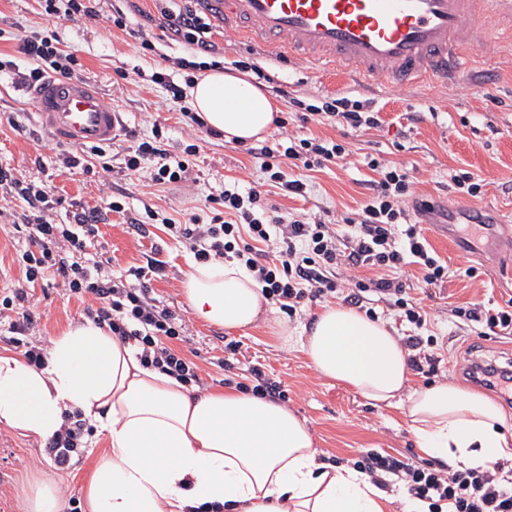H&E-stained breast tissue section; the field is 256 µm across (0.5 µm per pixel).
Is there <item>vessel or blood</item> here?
Returning a JSON list of instances; mask_svg holds the SVG:
<instances>
[{
    "instance_id": "vessel-or-blood-1",
    "label": "vessel or blood",
    "mask_w": 512,
    "mask_h": 512,
    "mask_svg": "<svg viewBox=\"0 0 512 512\" xmlns=\"http://www.w3.org/2000/svg\"><path fill=\"white\" fill-rule=\"evenodd\" d=\"M225 31L313 65L407 86L467 75L466 48L512 30V0H206ZM58 142L111 144L121 117L90 82L49 78L27 91Z\"/></svg>"
}]
</instances>
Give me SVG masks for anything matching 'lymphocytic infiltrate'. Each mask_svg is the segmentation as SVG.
<instances>
[{
  "mask_svg": "<svg viewBox=\"0 0 512 512\" xmlns=\"http://www.w3.org/2000/svg\"><path fill=\"white\" fill-rule=\"evenodd\" d=\"M163 29L169 39L195 46L200 56L213 58L217 49L209 39L212 25L199 9L163 11ZM23 52L34 60V68L17 71L12 61L0 60V72L21 84H33L52 73L71 78L81 74L74 53L63 50L58 34L31 32L21 39ZM305 111L359 130L377 126L378 118L366 104L346 97L322 105L306 106ZM128 144L122 149L126 171L149 167L151 180L168 185L186 180L199 146L190 143L175 154L162 146V131L154 129L152 139L128 131ZM266 177L267 186L281 196L306 193V185L289 178V162H301L305 169L322 168L343 159L341 144L316 138L276 141L247 147ZM377 177L370 193L354 216L343 225L327 223L320 215L304 214L285 220L279 208L267 204L262 192L243 187L239 181L226 182L215 196L210 220L190 215L185 222L167 220L175 237L183 241L199 261L213 258L243 262L263 285V294L273 307L295 315L304 304L317 303L343 284L375 294L379 301L415 326L428 319L423 308L409 297L411 285L400 272L414 265L425 286H439L448 277V265L430 247L425 228L411 222L410 212L426 214L432 205L411 200L413 175L408 168L371 160ZM9 187L35 211L24 218L27 247L17 255L23 281L0 292V320L8 325L0 330V341L17 351L36 368L48 356L44 341L37 337L38 322L30 309L31 287L46 276L59 279L67 290L86 299L85 316L108 327L122 342L135 343L141 364L174 377L182 384L204 389L198 366L172 345L181 327L170 308L159 306L152 295L150 277L162 276L160 261L131 270L128 278L115 279L105 261L89 252L104 213H74L73 223L59 224L44 186L17 179L0 169V187ZM456 317L480 326L481 337L512 335V299L488 307L475 302L455 309ZM466 374L476 383L512 397V371L496 361L475 356L462 362ZM89 428L78 413H65L60 430L48 440L45 451L60 470L77 463L82 440ZM379 487L402 485L409 495L427 501L430 512H512V463L498 461L483 468H454L436 462L408 463L374 451L361 452L355 462Z\"/></svg>",
  "mask_w": 512,
  "mask_h": 512,
  "instance_id": "obj_1",
  "label": "lymphocytic infiltrate"
}]
</instances>
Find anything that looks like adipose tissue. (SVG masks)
Returning <instances> with one entry per match:
<instances>
[{
    "instance_id": "ef3b65f1",
    "label": "adipose tissue",
    "mask_w": 512,
    "mask_h": 512,
    "mask_svg": "<svg viewBox=\"0 0 512 512\" xmlns=\"http://www.w3.org/2000/svg\"><path fill=\"white\" fill-rule=\"evenodd\" d=\"M193 106L225 140L265 139L278 103L244 77L211 71ZM184 298L201 321L256 326L262 286L236 260L188 263ZM322 376L364 398L400 407L420 451L467 467L512 460V421L492 399L452 382L408 385L407 354L386 323L356 309L323 308L299 335ZM81 411L108 446L82 481L86 512H390L395 493L351 467L320 461L310 428L287 407L232 389L195 392L143 367L135 349L93 321L69 323L43 369L0 353V426L48 440L64 412ZM60 475L21 485L24 512H60Z\"/></svg>"
}]
</instances>
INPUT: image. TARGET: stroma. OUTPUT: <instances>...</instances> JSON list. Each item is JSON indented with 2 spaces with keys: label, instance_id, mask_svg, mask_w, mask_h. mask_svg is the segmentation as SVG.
<instances>
[{
  "label": "stroma",
  "instance_id": "35a3bbf8",
  "mask_svg": "<svg viewBox=\"0 0 512 512\" xmlns=\"http://www.w3.org/2000/svg\"><path fill=\"white\" fill-rule=\"evenodd\" d=\"M184 4L185 0H97L96 17L61 21L58 32L64 49L75 51L83 77L96 83L106 101L123 112L129 128L148 139L153 127L161 126L172 151L195 136L200 152L186 182L155 186L145 170L130 175L117 168L103 173L65 167L59 156L67 152V145L38 125L21 86L6 76H0V167L19 179L44 183L56 202L60 224L70 223L76 208L89 212L105 207L110 199L124 204L125 213H108L100 224L94 249L109 259L116 278L151 258L163 263V277L151 282L153 295L179 315L181 338L174 347L198 365L207 388L246 382L248 364L260 365L287 392V408L313 431L320 456L352 459L359 451L374 450L422 461L401 411L373 404L321 376L298 344L273 336L276 322L287 321L292 329L309 324L315 307H305L290 319L270 308L257 326L229 331L199 321L186 304L181 271L194 256L169 235L164 218L180 221L189 212L208 214L209 196L220 193L226 179L258 187L264 176L243 144L209 135L203 128L188 130L180 115L170 111L165 85L150 80L152 73L161 72L182 84L190 75L180 62L195 60L194 50L168 40L160 28L162 9L176 10ZM119 10L127 16L123 30L112 23ZM46 26L39 0H0V56L20 69L32 68L34 62L22 52L20 38ZM144 27L152 35L148 50L137 38ZM212 41L224 57L225 71L236 72L240 61L253 63L268 70L285 89L278 103L288 124L275 129L273 140L321 138L345 148L342 160L324 168L289 167L290 177L306 184V194L288 199L275 195L272 203L294 215L322 212L332 222L356 213L374 177L368 163L376 159L412 170L413 197L433 204L423 223L429 244L448 264V278L439 287L413 293L429 314L427 324L418 328L401 323L383 304L374 306L394 336H433L439 343L437 374L410 372V386L464 383L455 361L471 347L501 363L511 362L512 337L479 338L472 323L457 320L453 311L477 301L500 303L512 298V36H502L491 48L471 49L466 82L428 81L404 89L383 84L374 91L351 79L316 72L297 56L266 52L247 38L225 33L219 22L212 25ZM344 95L369 101L378 125L354 131L326 120L303 121L296 114L295 100L319 105ZM465 172L482 185L476 206L490 209V219L498 225L494 247L478 255L470 246L445 243L435 230L447 222L449 207L461 201L451 178ZM29 211L24 200L0 193V289L22 278L16 256L25 241L12 222L14 215ZM133 216L144 220L145 230L130 224ZM470 267L475 270L471 277L465 274ZM33 302L41 315L40 334L49 342L68 323L84 317L82 301L50 277L36 284ZM230 340L238 342V354L226 350ZM43 447V442L0 427V512H21L22 478L52 470Z\"/></svg>",
  "mask_w": 512,
  "mask_h": 512
}]
</instances>
